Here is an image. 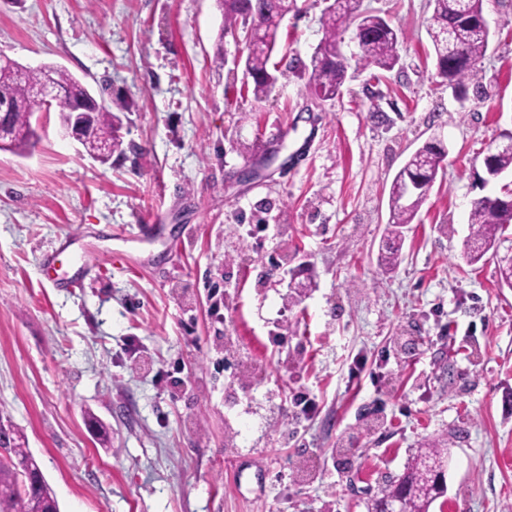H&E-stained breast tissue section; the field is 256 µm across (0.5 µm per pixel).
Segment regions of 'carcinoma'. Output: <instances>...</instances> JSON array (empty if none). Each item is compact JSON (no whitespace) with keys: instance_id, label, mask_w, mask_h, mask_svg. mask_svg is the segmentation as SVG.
Instances as JSON below:
<instances>
[{"instance_id":"carcinoma-1","label":"carcinoma","mask_w":512,"mask_h":512,"mask_svg":"<svg viewBox=\"0 0 512 512\" xmlns=\"http://www.w3.org/2000/svg\"><path fill=\"white\" fill-rule=\"evenodd\" d=\"M224 10V33L233 37L247 33L257 24V44L246 45V74L252 79V94L257 99L267 97L278 76L270 69V60L277 48L280 17L290 11L288 0H218ZM432 15L427 28L435 51L437 73L448 80V86L463 88L467 82L480 84L477 65L485 57L489 39L481 20L483 0H431ZM361 0H333L322 16L323 38L316 47L308 87L320 99L336 98L344 86L351 68L341 52L343 34L352 26L359 28L358 43L362 55L356 65L375 66L391 71L399 62L398 45L402 38L398 30L379 15L360 11ZM79 89L68 72L54 66L19 71L0 64V110L7 111L10 125L9 140L0 150L25 153L33 145L36 133L30 130L34 114L46 109L45 102L32 94V88L44 83ZM129 103L117 97L112 106L101 107L95 120L84 131L85 150L109 160L104 147H118L120 114L129 111ZM445 154L441 141H430L419 147L395 175L389 191L390 230L399 237V228L415 219L428 197V186L436 182L439 170L433 157ZM486 183L512 172V151L505 148L490 150L484 159ZM512 225V195L483 196L472 204L469 215L470 238L468 261L475 264L493 249L500 237ZM32 458L22 439L9 431L6 453H0V512H45L58 509V503L48 485L38 490H25L18 484L20 465ZM444 457L440 448L419 452L397 483L380 491L372 504L378 512L383 503L394 499L403 512H428L430 506L444 496Z\"/></svg>"}]
</instances>
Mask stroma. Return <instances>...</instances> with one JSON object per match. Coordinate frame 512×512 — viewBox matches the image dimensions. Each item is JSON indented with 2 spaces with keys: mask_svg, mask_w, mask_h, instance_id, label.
Here are the masks:
<instances>
[{
  "mask_svg": "<svg viewBox=\"0 0 512 512\" xmlns=\"http://www.w3.org/2000/svg\"><path fill=\"white\" fill-rule=\"evenodd\" d=\"M326 7L293 0L258 102L217 0H0V52L132 104L107 163L55 111L0 151V423L60 512H368L433 442L430 512H512V288L466 260L472 201L512 190L479 181L512 133V0H484L490 100L438 77L428 0H363L399 63L318 99L295 68ZM434 138L444 169L385 270L391 181Z\"/></svg>",
  "mask_w": 512,
  "mask_h": 512,
  "instance_id": "35a3bbf8",
  "label": "stroma"
}]
</instances>
